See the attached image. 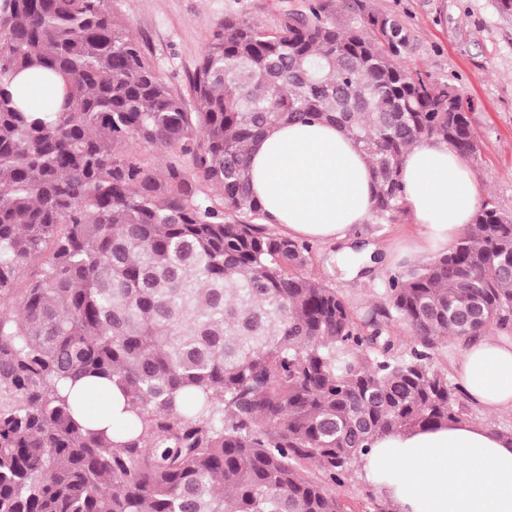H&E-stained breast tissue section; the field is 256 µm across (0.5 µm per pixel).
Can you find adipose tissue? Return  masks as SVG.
Listing matches in <instances>:
<instances>
[{
    "label": "adipose tissue",
    "mask_w": 512,
    "mask_h": 512,
    "mask_svg": "<svg viewBox=\"0 0 512 512\" xmlns=\"http://www.w3.org/2000/svg\"><path fill=\"white\" fill-rule=\"evenodd\" d=\"M63 82L20 72L11 90L29 112L58 111ZM405 203L442 249L472 222L477 189L448 147L420 142L401 170ZM255 198L272 225L295 239L349 242L374 206V174L363 152L328 122L284 124L251 153ZM468 401L487 412L512 410V339L468 344L455 370ZM395 512H512V437L467 420L374 440L364 459Z\"/></svg>",
    "instance_id": "adipose-tissue-1"
}]
</instances>
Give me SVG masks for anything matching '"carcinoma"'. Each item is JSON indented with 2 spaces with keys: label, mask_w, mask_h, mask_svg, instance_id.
Returning <instances> with one entry per match:
<instances>
[{
  "label": "carcinoma",
  "mask_w": 512,
  "mask_h": 512,
  "mask_svg": "<svg viewBox=\"0 0 512 512\" xmlns=\"http://www.w3.org/2000/svg\"><path fill=\"white\" fill-rule=\"evenodd\" d=\"M409 43L314 6L274 29L226 17L189 112L107 0H0V512H341L375 439L460 418L431 351L512 328V215L484 203L358 322L251 192L249 146L281 124L330 121L360 147L374 224L405 211L415 143L477 157L467 99L403 65ZM29 68L62 77L59 111L13 98ZM85 378L123 397L110 436L79 420Z\"/></svg>",
  "instance_id": "1"
}]
</instances>
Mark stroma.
Masks as SVG:
<instances>
[{
	"label": "stroma",
	"instance_id": "35a3bbf8",
	"mask_svg": "<svg viewBox=\"0 0 512 512\" xmlns=\"http://www.w3.org/2000/svg\"><path fill=\"white\" fill-rule=\"evenodd\" d=\"M114 14L126 18L134 36L159 73L180 93L188 111L198 104L189 88L199 56L225 16L233 15L276 28L291 12L322 16L340 29L361 26L371 16L398 21L410 46L404 64L448 81L472 106L471 126L481 144L478 159L466 166L479 189V202H493L512 214V12L497 0H109ZM421 227L411 212L395 224H361L355 242L373 246L375 261L354 275L339 266L343 249L336 242L312 245L307 271L331 285L349 302L356 317L380 303L391 275L430 259L421 248ZM337 494L343 512H372L379 489L362 466H355Z\"/></svg>",
	"mask_w": 512,
	"mask_h": 512
}]
</instances>
